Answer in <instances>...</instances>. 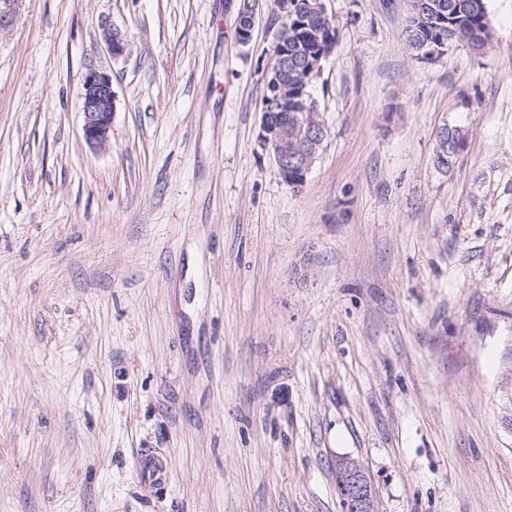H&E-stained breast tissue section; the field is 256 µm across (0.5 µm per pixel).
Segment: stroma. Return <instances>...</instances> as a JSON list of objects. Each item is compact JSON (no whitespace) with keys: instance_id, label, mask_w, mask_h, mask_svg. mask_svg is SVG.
<instances>
[{"instance_id":"obj_1","label":"stroma","mask_w":512,"mask_h":512,"mask_svg":"<svg viewBox=\"0 0 512 512\" xmlns=\"http://www.w3.org/2000/svg\"><path fill=\"white\" fill-rule=\"evenodd\" d=\"M326 5L328 136L296 191L258 138L268 13L242 47L235 0H18L0 512H340L339 457L377 512H512V0H487L482 50L429 61L411 0ZM90 68L116 96L103 150ZM143 448L169 483L139 482ZM83 137L92 148L106 147L112 127L115 94L112 78L96 69H89L82 80ZM465 139L466 133L461 128L441 129L438 134V162L445 165L450 164L457 153L464 148Z\"/></svg>"}]
</instances>
